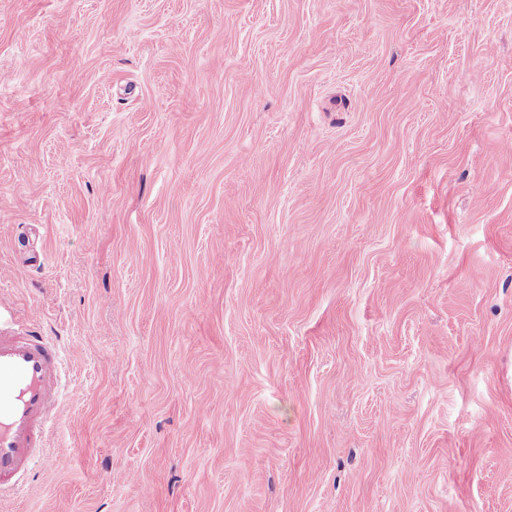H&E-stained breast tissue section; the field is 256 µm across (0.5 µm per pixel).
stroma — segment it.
Masks as SVG:
<instances>
[{
  "mask_svg": "<svg viewBox=\"0 0 512 512\" xmlns=\"http://www.w3.org/2000/svg\"><path fill=\"white\" fill-rule=\"evenodd\" d=\"M0 304V512H512V0H0ZM58 363V351L38 332L0 330V488L17 492L16 479L43 448L55 417Z\"/></svg>",
  "mask_w": 512,
  "mask_h": 512,
  "instance_id": "35a3bbf8",
  "label": "stroma"
}]
</instances>
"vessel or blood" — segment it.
<instances>
[{
    "instance_id": "b4317fda",
    "label": "vessel or blood",
    "mask_w": 512,
    "mask_h": 512,
    "mask_svg": "<svg viewBox=\"0 0 512 512\" xmlns=\"http://www.w3.org/2000/svg\"><path fill=\"white\" fill-rule=\"evenodd\" d=\"M59 355L38 332L0 330V488L33 468L55 414Z\"/></svg>"
}]
</instances>
